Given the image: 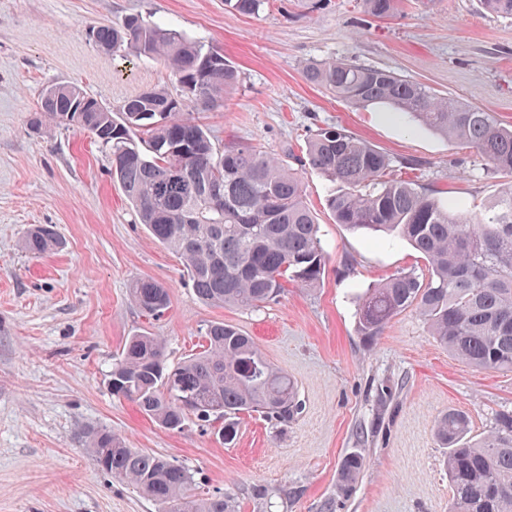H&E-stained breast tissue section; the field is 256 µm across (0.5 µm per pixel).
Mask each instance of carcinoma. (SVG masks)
Listing matches in <instances>:
<instances>
[{
    "instance_id": "cac0c4a2",
    "label": "carcinoma",
    "mask_w": 512,
    "mask_h": 512,
    "mask_svg": "<svg viewBox=\"0 0 512 512\" xmlns=\"http://www.w3.org/2000/svg\"><path fill=\"white\" fill-rule=\"evenodd\" d=\"M374 17L395 15L403 0H361ZM485 9L512 17V0H483ZM102 51L156 58L176 76L180 92L150 89L118 109L73 84L43 89L32 125L84 132L112 159V178L156 243L175 252L192 287L216 307L260 308L290 282L309 288L322 280L328 255L318 218L297 173L252 145L214 148L195 112L224 104L239 80L224 54L189 41L180 31L138 15L93 26ZM306 79L359 107L385 106L407 114L483 162L501 178L484 212L444 203L420 184L394 176L395 160L340 126L318 128L305 143L308 165L335 185L327 207L335 223L353 231L406 241L427 262V275L398 273L368 289L359 304L357 333L366 342L392 319L416 311L434 338L479 369L512 372V126L493 113L391 71L344 60L310 63ZM61 244L53 226L38 225L22 240L36 257ZM131 301L155 316L169 304L167 289L140 278ZM206 347L170 365L161 338L129 337L108 374L115 397L125 398L170 431L191 418L205 423L222 411L217 435L229 443L234 418L260 412L284 422L298 413L294 384L274 368L237 327L212 322ZM436 435L448 447L449 512H512V411L500 410L478 440L467 417L448 412ZM92 460L128 481L164 512H235L223 496L189 493L191 475L166 456L131 448L107 428L90 433ZM363 468L358 455L340 469L339 490L349 494Z\"/></svg>"
}]
</instances>
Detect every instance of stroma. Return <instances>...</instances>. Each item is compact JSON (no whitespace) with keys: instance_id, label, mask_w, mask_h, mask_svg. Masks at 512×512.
Segmentation results:
<instances>
[{"instance_id":"obj_1","label":"stroma","mask_w":512,"mask_h":512,"mask_svg":"<svg viewBox=\"0 0 512 512\" xmlns=\"http://www.w3.org/2000/svg\"><path fill=\"white\" fill-rule=\"evenodd\" d=\"M133 14L221 49L238 69L223 107L200 115L217 149L249 144L288 162L303 156L310 132L339 125L472 211L499 188L446 137L388 109L345 103L304 75L309 62L346 59L512 124V19L480 0H405L384 19L360 0H267L251 16L225 0H0V512H162L88 455L86 437L100 427L183 464L192 493L224 496L236 512H448L436 422L460 411L472 435L482 434L496 411L512 408V372L462 363L411 310L374 342L358 336L360 297L393 274L425 273L420 254L334 223L329 182L305 166V200L329 255L320 286L288 284L258 309L210 306L180 259L150 239L112 178L110 156L88 134L32 128L52 83L77 84L111 107L149 88L176 91L158 61L114 56L90 39L93 25ZM35 224L55 226L63 247L27 254L21 240ZM138 278L167 289L161 316L131 303ZM213 321L252 336L288 374L302 404L295 420L241 413L227 445L193 422L167 430L112 395L107 373L129 336H159L175 363L201 352L200 330ZM351 454L364 466L346 497L338 480Z\"/></svg>"}]
</instances>
